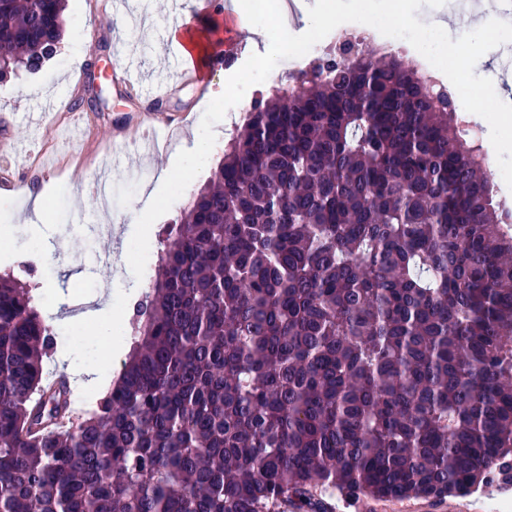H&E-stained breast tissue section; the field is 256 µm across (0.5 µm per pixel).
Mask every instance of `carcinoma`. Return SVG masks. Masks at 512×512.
<instances>
[{"mask_svg": "<svg viewBox=\"0 0 512 512\" xmlns=\"http://www.w3.org/2000/svg\"><path fill=\"white\" fill-rule=\"evenodd\" d=\"M66 0H0V76ZM414 62L328 57L254 101L133 307L121 374L69 413L53 326L0 277V512H327L445 497L512 452V234Z\"/></svg>", "mask_w": 512, "mask_h": 512, "instance_id": "cac0c4a2", "label": "carcinoma"}]
</instances>
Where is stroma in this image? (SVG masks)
Listing matches in <instances>:
<instances>
[{"mask_svg": "<svg viewBox=\"0 0 512 512\" xmlns=\"http://www.w3.org/2000/svg\"><path fill=\"white\" fill-rule=\"evenodd\" d=\"M136 26L114 16L109 0H67L68 28L58 51L38 70H21L0 82V113H11V138H0V173L13 175L23 186L20 195L0 203V275L8 273L29 284L37 310L50 319L55 334L70 336L68 347L45 357V373L64 370L77 377L76 409H83L87 392L100 390L121 370L131 340L133 304L155 275L146 266L135 279L127 252L135 223L148 192L162 172L171 170L178 152L192 149L205 102L191 87L173 92L163 109L170 118L189 112L193 122L179 133L169 152L139 161L140 175L112 173V202L102 211L88 185L96 159L106 150H125L127 135L142 118L144 100L134 91L117 94L112 81L116 60L114 30L124 34V50L158 82L181 63L168 39L171 12L156 0H133ZM311 55L282 60L273 78L252 85L243 99L215 125L216 142L204 169L170 210L149 231V254L157 256L166 229L179 218L194 191L207 180L224 157L229 139L242 125L258 94H272L281 79L309 69ZM102 90V109L77 107L91 87ZM43 194L46 223H33L32 197ZM110 220L111 241L97 234ZM112 251V263L98 265L102 248ZM484 479L467 491L442 498H372V512H512L511 497H488L493 485Z\"/></svg>", "mask_w": 512, "mask_h": 512, "instance_id": "35a3bbf8", "label": "stroma"}]
</instances>
